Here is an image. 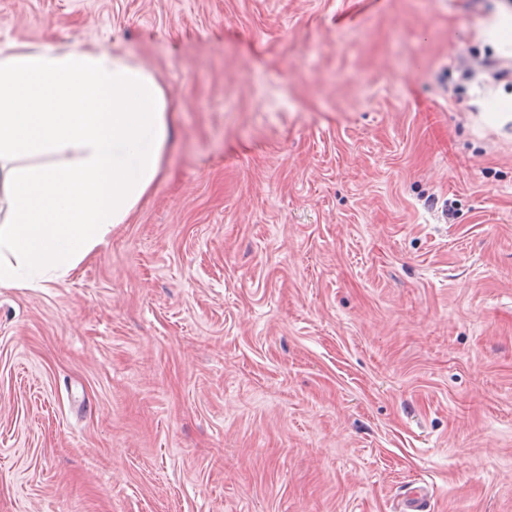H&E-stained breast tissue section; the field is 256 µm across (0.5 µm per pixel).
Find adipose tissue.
<instances>
[{
    "label": "adipose tissue",
    "mask_w": 512,
    "mask_h": 512,
    "mask_svg": "<svg viewBox=\"0 0 512 512\" xmlns=\"http://www.w3.org/2000/svg\"><path fill=\"white\" fill-rule=\"evenodd\" d=\"M172 136L165 90L120 50L0 55V287L76 269L159 177Z\"/></svg>",
    "instance_id": "ef3b65f1"
}]
</instances>
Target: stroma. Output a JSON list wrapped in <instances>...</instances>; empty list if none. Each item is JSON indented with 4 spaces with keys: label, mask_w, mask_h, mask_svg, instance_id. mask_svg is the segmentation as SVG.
Instances as JSON below:
<instances>
[{
    "label": "stroma",
    "mask_w": 512,
    "mask_h": 512,
    "mask_svg": "<svg viewBox=\"0 0 512 512\" xmlns=\"http://www.w3.org/2000/svg\"><path fill=\"white\" fill-rule=\"evenodd\" d=\"M512 0H0V52L116 47L163 172L0 288V512H512ZM482 36L497 53L512 55V51H507L512 46V10L500 8L492 14L485 23ZM494 100V106H489V102L483 99H477L475 104L480 106L483 110V112L480 113L482 120L486 124L500 129L512 122V97L496 92Z\"/></svg>",
    "instance_id": "1"
}]
</instances>
